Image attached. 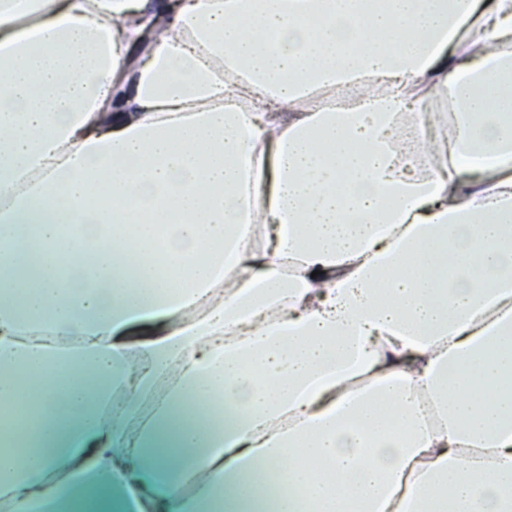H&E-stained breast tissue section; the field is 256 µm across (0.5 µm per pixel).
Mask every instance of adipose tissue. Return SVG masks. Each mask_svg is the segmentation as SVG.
Returning <instances> with one entry per match:
<instances>
[{"label": "adipose tissue", "instance_id": "1", "mask_svg": "<svg viewBox=\"0 0 512 512\" xmlns=\"http://www.w3.org/2000/svg\"><path fill=\"white\" fill-rule=\"evenodd\" d=\"M0 504L512 512V0H0Z\"/></svg>", "mask_w": 512, "mask_h": 512}]
</instances>
